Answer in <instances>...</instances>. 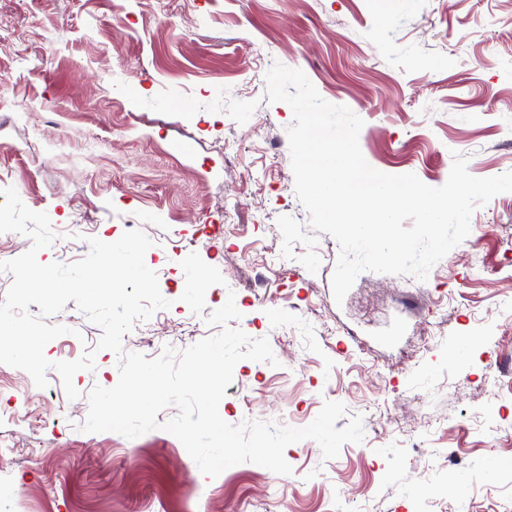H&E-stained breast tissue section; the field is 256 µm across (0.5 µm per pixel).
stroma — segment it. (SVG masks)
Wrapping results in <instances>:
<instances>
[{
  "label": "stroma",
  "instance_id": "1",
  "mask_svg": "<svg viewBox=\"0 0 512 512\" xmlns=\"http://www.w3.org/2000/svg\"><path fill=\"white\" fill-rule=\"evenodd\" d=\"M302 70L321 97L365 125L366 161L442 186L455 156L486 178L512 171V0H0V188L54 224L130 225L171 306L125 335L146 358L217 334L205 311L235 283L232 328L268 338L276 366L243 360L219 405L229 424L303 427L324 402L362 415L363 440L323 459L290 445L292 475L249 462L204 476L161 430L128 439L85 433L87 394L119 379L118 355L75 302L47 317L69 334L44 353L94 370L38 388L0 364V512H512V251L482 229L512 232V192L479 207L467 238L430 270L365 272L343 303L331 278L337 240L319 234L317 273L281 255L282 216L307 223L287 128L268 103L274 63ZM204 224H236L209 239ZM203 285L186 294L191 273ZM363 349H356L353 338ZM469 475L467 486L458 479Z\"/></svg>",
  "mask_w": 512,
  "mask_h": 512
}]
</instances>
